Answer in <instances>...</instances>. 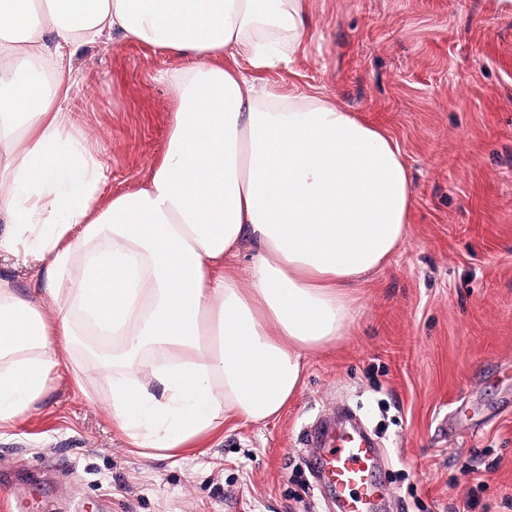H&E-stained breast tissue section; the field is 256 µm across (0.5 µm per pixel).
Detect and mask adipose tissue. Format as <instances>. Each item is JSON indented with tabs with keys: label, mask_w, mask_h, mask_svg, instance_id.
Instances as JSON below:
<instances>
[{
	"label": "adipose tissue",
	"mask_w": 512,
	"mask_h": 512,
	"mask_svg": "<svg viewBox=\"0 0 512 512\" xmlns=\"http://www.w3.org/2000/svg\"><path fill=\"white\" fill-rule=\"evenodd\" d=\"M309 0H0V252L37 256L34 288L0 277V429L76 358L111 344L105 407L138 448L169 452L235 418L277 417L306 352L335 344L356 290L408 237L396 141L300 88ZM182 59L162 157L132 191L65 109L77 50L112 34ZM230 58L232 67L218 64ZM248 251L241 270L224 259Z\"/></svg>",
	"instance_id": "obj_1"
}]
</instances>
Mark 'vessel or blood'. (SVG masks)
<instances>
[{
    "label": "vessel or blood",
    "instance_id": "vessel-or-blood-1",
    "mask_svg": "<svg viewBox=\"0 0 512 512\" xmlns=\"http://www.w3.org/2000/svg\"><path fill=\"white\" fill-rule=\"evenodd\" d=\"M306 439L320 448L317 470L339 512H377L382 488L371 441L362 432L333 428L308 433Z\"/></svg>",
    "mask_w": 512,
    "mask_h": 512
}]
</instances>
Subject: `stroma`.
Here are the masks:
<instances>
[{
  "mask_svg": "<svg viewBox=\"0 0 512 512\" xmlns=\"http://www.w3.org/2000/svg\"><path fill=\"white\" fill-rule=\"evenodd\" d=\"M297 86L385 130L414 190L409 237L360 288L347 336L305 355L301 385L263 424L229 420L149 458L113 426L94 369L61 366L0 430L8 488L39 512H336L305 427L351 411L381 450L383 512H512V10L496 0H312ZM180 59L111 36L72 58L66 110L111 178L138 187L167 143ZM474 472L462 469L464 462Z\"/></svg>",
  "mask_w": 512,
  "mask_h": 512,
  "instance_id": "obj_1",
  "label": "stroma"
}]
</instances>
